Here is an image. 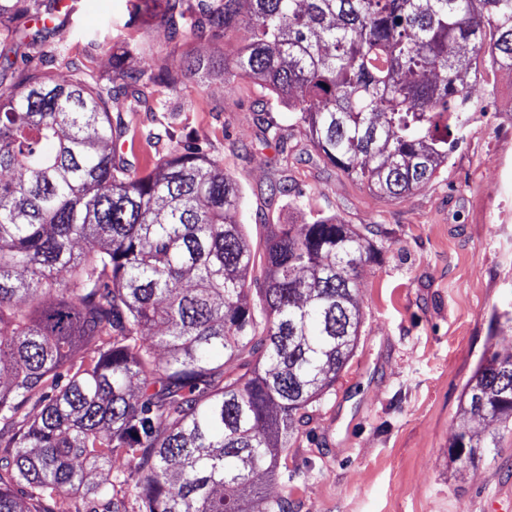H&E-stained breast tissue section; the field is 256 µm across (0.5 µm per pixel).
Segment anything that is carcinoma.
<instances>
[{
    "label": "carcinoma",
    "mask_w": 512,
    "mask_h": 512,
    "mask_svg": "<svg viewBox=\"0 0 512 512\" xmlns=\"http://www.w3.org/2000/svg\"><path fill=\"white\" fill-rule=\"evenodd\" d=\"M47 8L0 0V23ZM160 24L175 43L242 25L245 44L132 81L117 62L110 87L60 84L33 65L59 30L44 26L24 33L22 89L0 93V172H18L0 177V447L14 449L0 457V512H48L73 493L76 512H126L118 484L140 512H285L262 493L242 503L239 488L277 476L359 335L365 236L331 216L272 225L260 307H248L254 259L229 220L238 186L191 140L138 170L117 150L127 126L112 97L160 112L155 88L181 90L192 72L254 78L321 157L398 200L488 111L462 48L512 70V0H174ZM157 328L163 363L143 337ZM463 412L454 448L497 447L472 418L512 432V354L481 358Z\"/></svg>",
    "instance_id": "carcinoma-1"
}]
</instances>
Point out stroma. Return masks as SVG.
I'll use <instances>...</instances> for the list:
<instances>
[{
  "label": "stroma",
  "mask_w": 512,
  "mask_h": 512,
  "mask_svg": "<svg viewBox=\"0 0 512 512\" xmlns=\"http://www.w3.org/2000/svg\"><path fill=\"white\" fill-rule=\"evenodd\" d=\"M64 21L63 59L42 66L59 82L76 68L107 83L121 58L134 72L161 61L176 69L189 55L232 52L242 37L170 43L142 0H68ZM479 67L490 113L470 122L435 179L401 200L324 161L255 80L197 72L180 91L160 90L162 112L112 102L139 169L195 140L235 181L234 220L255 260L248 305L259 303L270 225L333 216L374 247L357 273L362 324L352 354L309 407L277 477H254L286 512H496L512 498V433H499L475 464L450 459L465 384L483 356L512 353V328L496 321L512 312V74L484 55Z\"/></svg>",
  "instance_id": "1"
}]
</instances>
